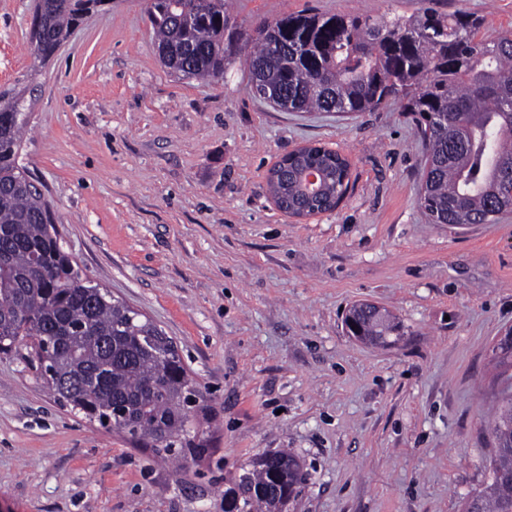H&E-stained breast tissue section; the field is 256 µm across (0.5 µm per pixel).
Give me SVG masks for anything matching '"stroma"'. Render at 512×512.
I'll use <instances>...</instances> for the list:
<instances>
[{"label":"stroma","instance_id":"stroma-1","mask_svg":"<svg viewBox=\"0 0 512 512\" xmlns=\"http://www.w3.org/2000/svg\"><path fill=\"white\" fill-rule=\"evenodd\" d=\"M512 30V0H232L222 79L160 62L146 0H112L35 68L33 0H0V93L26 90L20 163L46 186L65 249L176 344L209 416L200 461L161 459L74 415L21 354L0 353V512H224L229 479L287 448L309 480L287 512H462L484 487L485 420L512 394V212L428 223L423 148L399 104L282 112L254 92L246 41L286 14L411 16L422 6ZM307 144L349 189L299 220L268 175ZM402 326L349 336L356 303Z\"/></svg>","mask_w":512,"mask_h":512}]
</instances>
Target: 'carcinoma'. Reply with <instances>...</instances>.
Listing matches in <instances>:
<instances>
[{
    "instance_id": "carcinoma-1",
    "label": "carcinoma",
    "mask_w": 512,
    "mask_h": 512,
    "mask_svg": "<svg viewBox=\"0 0 512 512\" xmlns=\"http://www.w3.org/2000/svg\"><path fill=\"white\" fill-rule=\"evenodd\" d=\"M112 0H39L34 59L49 60L92 8ZM159 57L181 79L224 76L231 20L224 0H146ZM480 18L425 8L383 21L289 14L248 39L255 93L284 112H371L393 101L426 146L419 206L430 224H495L512 212V32L478 37ZM29 124L23 95L0 94V351L22 343L58 400L104 428L151 440L183 460L204 444L190 430L196 393L173 342L152 321L95 285L63 247L50 203L18 163ZM305 165L329 169L334 202L349 176L340 156L313 146ZM351 319L385 346L397 331L356 304ZM489 479L464 512H512V398L490 422ZM309 479L298 456H256L230 479L228 512H283Z\"/></svg>"
}]
</instances>
